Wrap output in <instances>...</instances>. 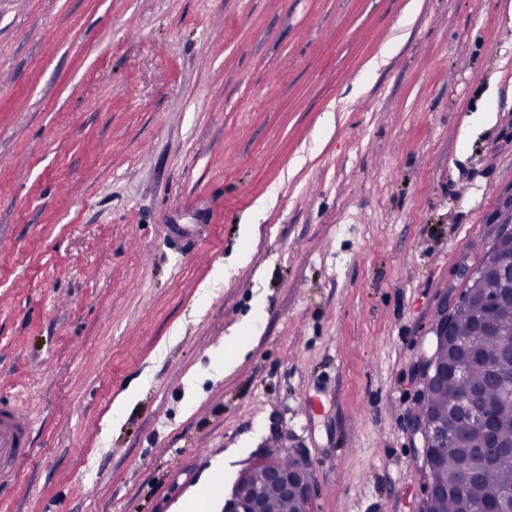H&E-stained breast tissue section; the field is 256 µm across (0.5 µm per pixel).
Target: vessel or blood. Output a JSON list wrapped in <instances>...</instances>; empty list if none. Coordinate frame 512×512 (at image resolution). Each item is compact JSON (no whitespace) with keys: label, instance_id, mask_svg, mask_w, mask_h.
Instances as JSON below:
<instances>
[{"label":"vessel or blood","instance_id":"1","mask_svg":"<svg viewBox=\"0 0 512 512\" xmlns=\"http://www.w3.org/2000/svg\"><path fill=\"white\" fill-rule=\"evenodd\" d=\"M33 419L11 403L0 402V486L12 481L32 453Z\"/></svg>","mask_w":512,"mask_h":512}]
</instances>
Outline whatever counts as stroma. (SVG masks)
<instances>
[{
  "instance_id": "35a3bbf8",
  "label": "stroma",
  "mask_w": 512,
  "mask_h": 512,
  "mask_svg": "<svg viewBox=\"0 0 512 512\" xmlns=\"http://www.w3.org/2000/svg\"><path fill=\"white\" fill-rule=\"evenodd\" d=\"M506 222L512 0H0V512H183L277 435L310 512H422L414 364ZM33 426L28 411L0 402V486L12 481L20 466L31 456Z\"/></svg>"
}]
</instances>
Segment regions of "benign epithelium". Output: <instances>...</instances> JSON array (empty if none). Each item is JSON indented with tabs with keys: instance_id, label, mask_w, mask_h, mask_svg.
<instances>
[{
	"instance_id": "obj_1",
	"label": "benign epithelium",
	"mask_w": 512,
	"mask_h": 512,
	"mask_svg": "<svg viewBox=\"0 0 512 512\" xmlns=\"http://www.w3.org/2000/svg\"><path fill=\"white\" fill-rule=\"evenodd\" d=\"M490 272L499 281L500 292L478 301L472 299V293ZM508 300H512V227L503 225L482 262L473 267L463 268L462 293L445 303L440 319L434 326L435 349L450 344L465 346L469 343L470 336H461L454 328V315L458 308L467 306L473 310L475 320L471 336H477L486 329L484 311ZM499 334L506 340V345L502 352L487 357L486 363L498 401L512 403V366L508 364V361H512V324L499 327ZM415 374L428 390L446 386L450 380L461 381L465 378L463 371L448 367V364L434 353L420 356L415 363ZM494 409L495 405L485 403L480 395L471 393L448 404L447 414L443 416L428 412L413 418L410 436L419 443L418 453L425 459L424 470L429 488L427 501L437 500L448 493V486L437 477V460L432 450L448 441L451 427H457L461 434L481 431L487 437V446L482 449L480 461L462 464L461 470L468 478L479 475L481 468L486 464L512 458V445L500 443L495 435ZM242 473L247 475L248 479L237 483L235 496L224 501L223 512H266L254 484L250 481L252 477L266 485L278 486L287 496L308 498L311 495V473L299 460L294 461L290 467H284L275 456L264 454L254 459Z\"/></svg>"
}]
</instances>
